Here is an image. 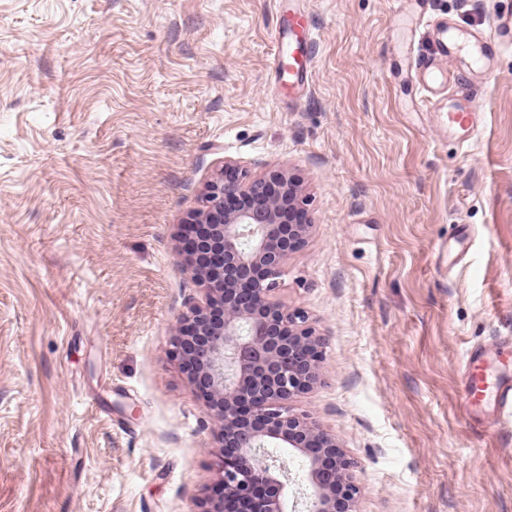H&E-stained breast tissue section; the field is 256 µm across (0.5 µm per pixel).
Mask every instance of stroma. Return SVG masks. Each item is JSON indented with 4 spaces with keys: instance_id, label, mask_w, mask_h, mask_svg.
Returning a JSON list of instances; mask_svg holds the SVG:
<instances>
[{
    "instance_id": "1",
    "label": "stroma",
    "mask_w": 512,
    "mask_h": 512,
    "mask_svg": "<svg viewBox=\"0 0 512 512\" xmlns=\"http://www.w3.org/2000/svg\"><path fill=\"white\" fill-rule=\"evenodd\" d=\"M0 0V512H201L217 422L171 355L202 291L175 252L224 160L286 168L311 231L274 293L325 345L294 400L358 462L357 512H512V416L479 426L466 348L512 340V50L420 110L419 13L464 35L512 0ZM481 104L462 151L438 123ZM277 0L276 21L272 28L274 43L273 70L277 83L304 87L312 74L314 42L313 29L308 18L300 13H288V25L280 14L281 2Z\"/></svg>"
}]
</instances>
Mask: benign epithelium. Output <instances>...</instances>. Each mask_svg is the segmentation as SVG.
Returning a JSON list of instances; mask_svg holds the SVG:
<instances>
[{
    "label": "benign epithelium",
    "instance_id": "7a95c632",
    "mask_svg": "<svg viewBox=\"0 0 512 512\" xmlns=\"http://www.w3.org/2000/svg\"><path fill=\"white\" fill-rule=\"evenodd\" d=\"M311 228L288 171L253 175L229 159L184 225L178 256L205 299L180 319L174 354L220 422L219 479L202 512H295L277 448L308 463L306 512H355L357 461L290 406L319 382L324 339L273 292Z\"/></svg>",
    "mask_w": 512,
    "mask_h": 512
}]
</instances>
